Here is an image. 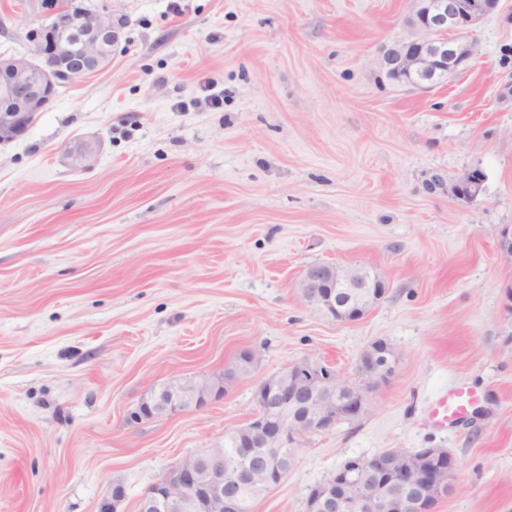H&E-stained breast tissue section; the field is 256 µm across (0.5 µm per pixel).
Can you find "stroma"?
<instances>
[{
  "mask_svg": "<svg viewBox=\"0 0 512 512\" xmlns=\"http://www.w3.org/2000/svg\"><path fill=\"white\" fill-rule=\"evenodd\" d=\"M87 3L126 20L110 64L0 145V512H97L116 482L119 512H138L165 470L251 419L262 379L314 359L352 381L379 340L393 377L303 438L253 512H305L347 460L388 448L454 455L433 512H512V267L492 236L512 225V0L428 90L376 65L408 0ZM38 20L33 0H0V55L26 53ZM76 143L91 167L67 165ZM474 169L481 197L452 200ZM316 263L366 266L387 291L360 320L323 316L299 290ZM244 349L257 365L240 375ZM219 377L222 400L127 420L153 387ZM461 386L467 412L429 425ZM472 402V394L455 388L437 397L428 407L426 418L430 425L443 427L459 418Z\"/></svg>",
  "mask_w": 512,
  "mask_h": 512,
  "instance_id": "1",
  "label": "stroma"
}]
</instances>
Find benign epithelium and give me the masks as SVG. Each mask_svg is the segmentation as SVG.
I'll return each instance as SVG.
<instances>
[{
  "instance_id": "1",
  "label": "benign epithelium",
  "mask_w": 512,
  "mask_h": 512,
  "mask_svg": "<svg viewBox=\"0 0 512 512\" xmlns=\"http://www.w3.org/2000/svg\"><path fill=\"white\" fill-rule=\"evenodd\" d=\"M40 22L26 31L31 46L27 56L0 57V70L11 75L0 84V143L21 137L35 116L54 100L58 88L106 67L124 29L120 16L93 9L80 0H35ZM405 17L408 33L383 47L378 67L393 84L418 89L434 87V77L466 68L475 55L473 30L500 9L501 0H409ZM74 167L93 161L88 148L65 152ZM483 191V180L470 171L448 185V194L460 203H472ZM500 260L512 265V226L494 231ZM368 287L362 266L317 263L305 269L299 282L303 302L320 308L338 321H357L368 307L357 304L336 309V290ZM395 354L383 341L363 351L356 381L341 379L327 364L303 360L266 377L256 387L255 412L248 423L235 429L242 436L237 457L239 481L259 477L267 489L279 485L292 468L287 460L271 457L272 448H294L301 438L326 433L341 421L359 418L368 404L366 390L386 382L395 372ZM173 390L185 406H204L224 398V381L187 380ZM168 412L160 394L150 391L129 413L131 423H141ZM376 468L384 485L416 493L422 483L452 490L457 460L446 448L406 451L390 448L358 458L330 475L306 503V512L329 508L333 512H432L434 504L419 506L406 498L391 499L377 487L364 483L363 472ZM224 457L197 453L167 470L141 497L142 512L156 504L180 505L189 512H240L239 502L224 489ZM126 496L119 483L112 486L99 512H117Z\"/></svg>"
}]
</instances>
